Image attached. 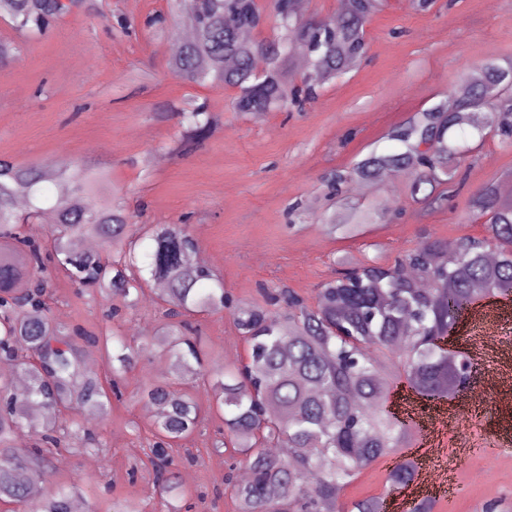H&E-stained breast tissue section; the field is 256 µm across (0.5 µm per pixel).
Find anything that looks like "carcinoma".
I'll list each match as a JSON object with an SVG mask.
<instances>
[{
	"label": "carcinoma",
	"mask_w": 512,
	"mask_h": 512,
	"mask_svg": "<svg viewBox=\"0 0 512 512\" xmlns=\"http://www.w3.org/2000/svg\"><path fill=\"white\" fill-rule=\"evenodd\" d=\"M193 37L169 62L187 83L224 85L237 90L232 109L242 115L300 110L318 98L328 81L344 78L366 53V24L383 0H343L328 19L304 18L297 0H175ZM84 0H0L13 28L23 37L42 35L50 22L80 9ZM278 37L247 40L269 16ZM21 45L0 40V66L13 62ZM303 94L290 86L296 60ZM512 64L474 68L463 88L395 127L389 139L399 147L370 151L350 169L325 179L336 197L353 184L376 181L387 170L413 169L410 195L428 199L450 186L469 149L450 140L458 128L478 135L489 130L512 146ZM183 126L175 146L189 153L208 139L215 118L202 107L179 113ZM108 169L82 163L53 169L20 166L0 157V500L15 512H71L79 484L71 480L46 495L33 492L45 478L47 455L69 451V441L94 436L87 423L103 418L112 400L123 399L122 378L144 355L169 359L171 380L144 385L141 394L160 408L154 440L145 455L156 466L158 498L151 509L130 499H112V512H181L183 491L169 467L179 441L198 431L211 411L224 424L213 450L232 446L243 457L249 478L233 485L237 512H379L381 497L340 502L342 489L366 466L389 458L393 467L384 493L415 477L405 453L413 430L385 410L394 386L406 382L420 398L439 401L461 383L460 359L437 341L458 330L463 309L490 295L512 296V199L492 185L474 193L470 213L486 219L488 234L463 240L455 252L426 237L392 266L376 262L341 273L324 283L316 304L285 288L267 293V304L233 312L248 343L247 362L224 367L208 382L211 408L175 388L205 377L208 356L191 335L194 314L228 308L223 283L201 262L198 241L185 224H159L148 251L139 250L138 224L122 202L103 197ZM50 205L55 214L51 249L43 246L33 222ZM383 218L374 210L351 209L330 217L329 231L358 235ZM87 237L103 251L86 252ZM498 256L494 265L486 256ZM70 281L111 301L102 309L110 322L136 307L145 288L164 304V322L141 346H132L107 326L91 340L112 357V375L103 381L87 370L78 340L80 326L57 323L47 303L50 282L43 275L47 255ZM390 358L391 376L382 378L379 359ZM43 410L38 436L42 447L18 448L15 436L29 426L28 408ZM72 415L62 418V410Z\"/></svg>",
	"instance_id": "1"
}]
</instances>
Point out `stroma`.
<instances>
[{
  "label": "stroma",
  "mask_w": 512,
  "mask_h": 512,
  "mask_svg": "<svg viewBox=\"0 0 512 512\" xmlns=\"http://www.w3.org/2000/svg\"><path fill=\"white\" fill-rule=\"evenodd\" d=\"M89 4L26 39L16 60L0 67V156L22 166L87 161L110 168V193L138 211V224L187 219L206 265L236 302L260 303L265 290L287 288L311 305L340 266L393 264L425 236L456 244L485 236L484 224L470 218L469 201L512 171V147L496 137L470 153L463 184L441 206L414 202L404 180L354 191L362 206H384L386 218L352 238L326 233L324 217L334 205L322 178L388 148L395 126L459 88L473 67L512 60V0H437L427 13L410 0H386L366 26V58L345 79L326 83L304 111L259 117L232 112L235 89L188 84L169 70L170 46L184 29L167 0ZM194 102L207 105L219 129L181 154L177 113ZM143 159L151 162L145 172ZM295 204L303 214L298 222L289 214ZM49 277L53 318L94 330L99 303L62 274ZM194 324L210 372L246 360L248 345L229 313L200 315ZM495 363L485 350L472 384L484 391L486 410L465 438L443 437L442 464L459 491L435 500L432 512H484L492 503L512 512V405H502L503 389L486 388L483 377ZM156 365L142 357L122 379L124 401L92 423L107 442L92 454L100 466H88L85 451L54 456L41 491L75 476L83 512H102L115 496L154 502L156 473L144 454L152 419L138 393L158 379ZM211 437L204 431L183 441L174 472L190 512H235L224 483L234 451L213 454Z\"/></svg>",
  "instance_id": "stroma-1"
}]
</instances>
